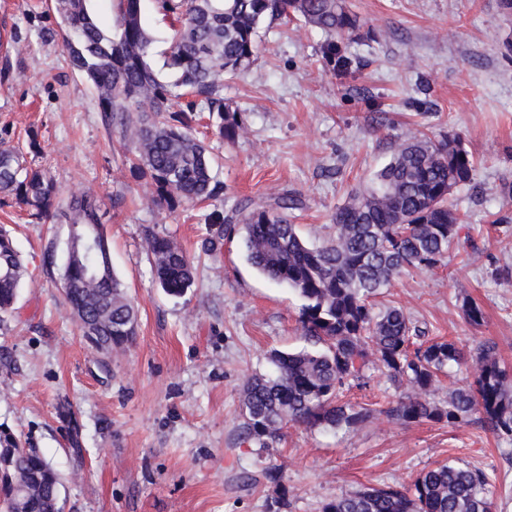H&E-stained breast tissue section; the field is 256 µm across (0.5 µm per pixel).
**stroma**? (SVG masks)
<instances>
[{
	"label": "stroma",
	"mask_w": 512,
	"mask_h": 512,
	"mask_svg": "<svg viewBox=\"0 0 512 512\" xmlns=\"http://www.w3.org/2000/svg\"><path fill=\"white\" fill-rule=\"evenodd\" d=\"M48 4L0 0V139L51 169L60 204L101 197L112 266L138 306L133 343L102 359L76 327L58 266L44 263L47 252L62 256L67 226L12 199L0 205L30 272L14 312L0 317V425L49 459L63 512H321L336 496L406 484L444 460L483 471L495 512H512V440L387 418L397 391L374 367L369 388L349 393L376 408L361 428L290 423L266 448L243 438L242 385L273 374V351L305 347L303 300L251 267L241 234L201 250L214 213L286 191L306 200L290 222L322 242L336 209L403 139L460 133L476 171L451 199L475 251L401 276L383 300L426 339H492L512 368V194L499 191L512 184V16L498 0H348L363 28L339 42L344 68L323 60L321 31L263 23L254 64L224 78L245 132L208 141L222 193L163 209L148 204L151 189L131 173L94 89L68 66ZM148 227L194 258L185 295L156 283ZM466 296L483 306L481 327L461 316ZM273 468L280 483L265 476Z\"/></svg>",
	"instance_id": "obj_1"
}]
</instances>
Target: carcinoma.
Instances as JSON below:
<instances>
[{
	"mask_svg": "<svg viewBox=\"0 0 512 512\" xmlns=\"http://www.w3.org/2000/svg\"><path fill=\"white\" fill-rule=\"evenodd\" d=\"M173 31L164 81L150 65L153 38L145 29L141 0H120L118 29L103 28L88 0H53L60 19L67 64L94 87L102 119L130 146L133 170L147 179L155 206L193 205L216 197L204 140L193 133L197 114L215 119L211 135L233 142L242 125L224 103V73L249 67L258 52L257 32L267 20L296 18L327 37L326 59L336 58V38L358 34L362 24L345 0H154ZM476 166L459 134L433 142L412 136L401 143L370 184L336 210L333 233L312 244L288 222L286 212L304 200L285 192L270 204L240 205L215 215L202 242L206 253L244 229L248 263L303 299L300 323L318 349L275 351L273 377L251 376L243 385L241 435L269 442L288 422L309 427L355 429L373 416L366 404L339 399L346 387L368 386L366 369L383 368L405 392L385 410L404 423H478L512 439V372L501 363L496 342L471 349L453 341H421L422 330L395 305L375 299L393 278L410 269H430L451 250L472 242L465 215L450 199L472 182ZM50 171L29 168L23 156L0 140V196L35 210L39 219L62 217L68 236L62 263L67 304L79 333L103 355L132 343L137 308L112 268L111 245L101 202L85 192L58 208ZM96 248L85 249L87 237ZM160 288L181 296L195 281L193 261L172 237L145 231ZM28 267L9 230L0 225V314L14 311ZM472 326L484 322L480 303L461 304ZM472 370L473 382L444 388L440 375L452 366ZM483 472L455 462L421 471L407 486L367 488L341 495L322 512H494ZM61 479L35 448L0 430V512H61Z\"/></svg>",
	"mask_w": 512,
	"mask_h": 512,
	"instance_id": "carcinoma-1",
	"label": "carcinoma"
}]
</instances>
